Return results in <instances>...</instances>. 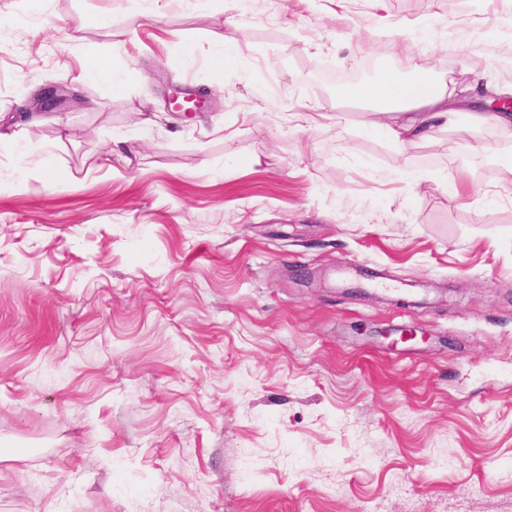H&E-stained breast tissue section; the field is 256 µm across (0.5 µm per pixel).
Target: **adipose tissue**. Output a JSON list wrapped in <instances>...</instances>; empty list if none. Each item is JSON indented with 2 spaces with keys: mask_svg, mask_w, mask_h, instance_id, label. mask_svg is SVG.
<instances>
[{
  "mask_svg": "<svg viewBox=\"0 0 512 512\" xmlns=\"http://www.w3.org/2000/svg\"><path fill=\"white\" fill-rule=\"evenodd\" d=\"M347 93L369 102L392 97V104L380 109L383 120L379 128L388 141L398 146L429 138L435 129L452 123L459 110L446 80L428 73L411 80L388 76L349 87Z\"/></svg>",
  "mask_w": 512,
  "mask_h": 512,
  "instance_id": "ef3b65f1",
  "label": "adipose tissue"
}]
</instances>
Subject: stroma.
<instances>
[{"mask_svg": "<svg viewBox=\"0 0 512 512\" xmlns=\"http://www.w3.org/2000/svg\"><path fill=\"white\" fill-rule=\"evenodd\" d=\"M425 66L512 0H0V512H512V136L311 79Z\"/></svg>", "mask_w": 512, "mask_h": 512, "instance_id": "35a3bbf8", "label": "stroma"}]
</instances>
